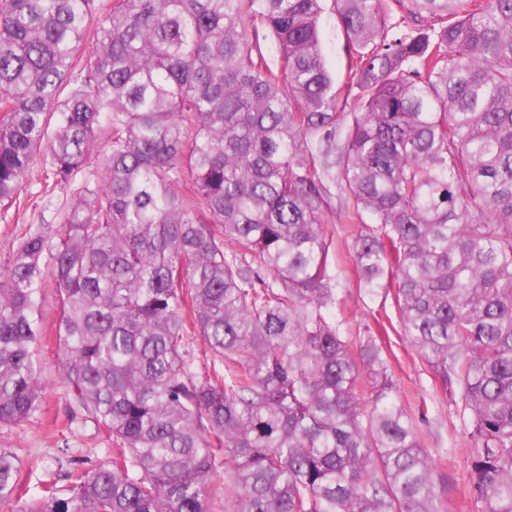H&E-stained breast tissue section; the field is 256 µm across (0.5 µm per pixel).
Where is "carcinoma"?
Returning <instances> with one entry per match:
<instances>
[{"instance_id": "1", "label": "carcinoma", "mask_w": 512, "mask_h": 512, "mask_svg": "<svg viewBox=\"0 0 512 512\" xmlns=\"http://www.w3.org/2000/svg\"><path fill=\"white\" fill-rule=\"evenodd\" d=\"M323 2L0 0V208L39 154L70 196L0 272V423L41 410L49 279L115 445L21 512H440L384 348L336 318V185L364 290L470 417L472 512H512V0H332L343 97ZM197 339L223 374L193 380ZM325 11L321 20V41L324 60L328 70L336 76V84H341L344 77L346 56L344 52V36L331 11V1H325Z\"/></svg>"}]
</instances>
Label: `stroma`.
<instances>
[{
  "label": "stroma",
  "mask_w": 512,
  "mask_h": 512,
  "mask_svg": "<svg viewBox=\"0 0 512 512\" xmlns=\"http://www.w3.org/2000/svg\"><path fill=\"white\" fill-rule=\"evenodd\" d=\"M321 41L328 70L343 78L346 56L344 36L332 11L321 20ZM43 175L41 162H34L33 175L24 191L29 203L19 211L0 213V270L7 269L20 239L30 225L57 224L69 206L66 196L53 197L43 206L36 197ZM360 227L340 225L336 257L330 268L343 301V333L349 337L373 332L387 352L398 384V399L416 420L424 448L435 472L445 484L440 494L441 512H462L463 490L468 481V459L472 452L469 429L449 408L448 399L399 330L378 328L375 318L380 299L368 297L356 273L351 246ZM44 329L34 353L41 365L44 385L40 412L18 424L0 426V448L11 451L21 470V497L37 494L43 480L55 477L58 488H65V476L84 471L106 460L112 440L102 428L74 410L70 388L58 369L60 341L57 335L59 304L54 288L43 297ZM20 499L0 501V512H17Z\"/></svg>",
  "instance_id": "1"
}]
</instances>
